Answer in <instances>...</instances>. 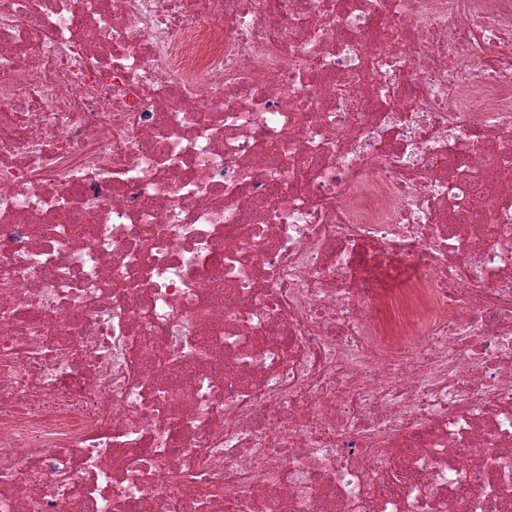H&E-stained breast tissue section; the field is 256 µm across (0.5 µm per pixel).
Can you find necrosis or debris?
<instances>
[{
  "label": "necrosis or debris",
  "instance_id": "1",
  "mask_svg": "<svg viewBox=\"0 0 512 512\" xmlns=\"http://www.w3.org/2000/svg\"><path fill=\"white\" fill-rule=\"evenodd\" d=\"M0 512H512V0H0Z\"/></svg>",
  "mask_w": 512,
  "mask_h": 512
}]
</instances>
